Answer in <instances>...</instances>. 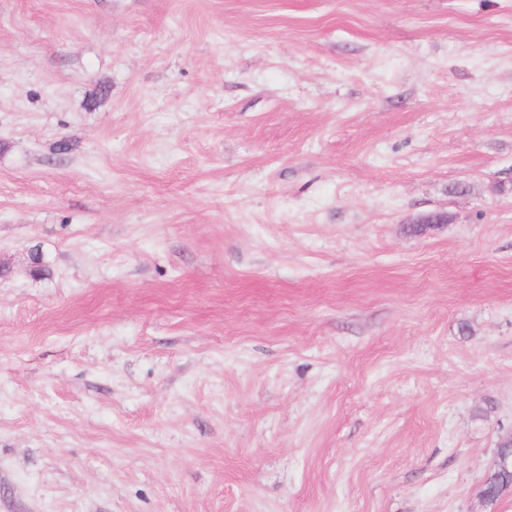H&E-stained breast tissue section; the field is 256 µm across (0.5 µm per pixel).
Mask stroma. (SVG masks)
Returning a JSON list of instances; mask_svg holds the SVG:
<instances>
[{"label": "stroma", "mask_w": 512, "mask_h": 512, "mask_svg": "<svg viewBox=\"0 0 512 512\" xmlns=\"http://www.w3.org/2000/svg\"><path fill=\"white\" fill-rule=\"evenodd\" d=\"M0 264V512H512V0H0ZM508 491H512V468L501 470L496 466L488 474L481 495L486 503L493 504Z\"/></svg>", "instance_id": "stroma-1"}]
</instances>
